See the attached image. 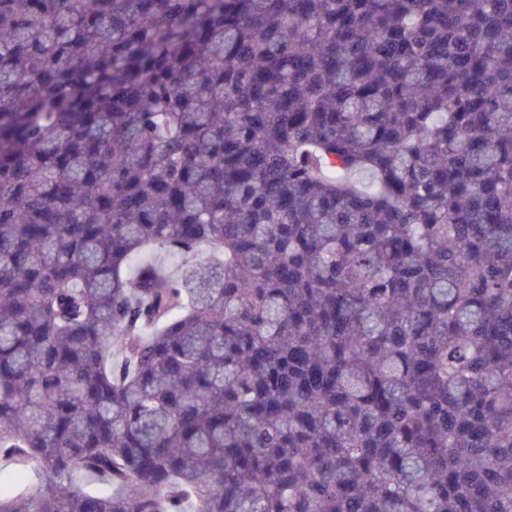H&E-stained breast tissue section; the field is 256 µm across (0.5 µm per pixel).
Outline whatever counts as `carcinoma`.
Returning a JSON list of instances; mask_svg holds the SVG:
<instances>
[{
    "mask_svg": "<svg viewBox=\"0 0 512 512\" xmlns=\"http://www.w3.org/2000/svg\"><path fill=\"white\" fill-rule=\"evenodd\" d=\"M0 512H512V0H0Z\"/></svg>",
    "mask_w": 512,
    "mask_h": 512,
    "instance_id": "1",
    "label": "carcinoma"
}]
</instances>
